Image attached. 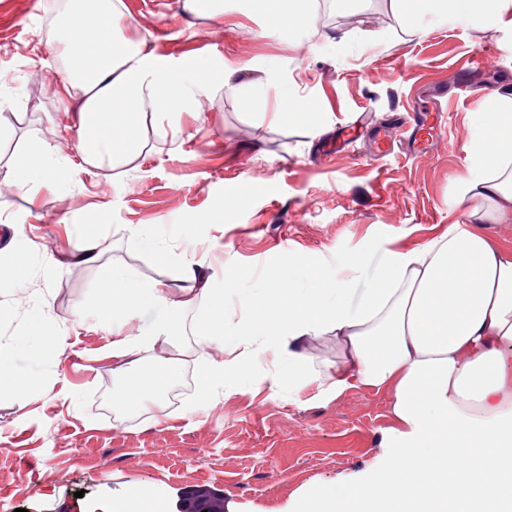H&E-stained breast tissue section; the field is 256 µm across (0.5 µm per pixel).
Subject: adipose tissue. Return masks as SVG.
<instances>
[{
  "mask_svg": "<svg viewBox=\"0 0 512 512\" xmlns=\"http://www.w3.org/2000/svg\"><path fill=\"white\" fill-rule=\"evenodd\" d=\"M412 11L432 3L454 18L497 19L512 0H403ZM56 51L66 63L63 89H78L80 110L63 130L74 135L89 164L131 163L144 146L150 112L188 111L203 80L170 75L131 39L135 22L117 0H69L56 19ZM469 143L470 164L459 182L469 201L466 221L425 243L386 251L370 269L364 292L316 266L315 288L302 291L279 272L263 289L238 295L243 314L224 317V297L237 293V272L225 267L221 287L201 265L179 260L172 283L139 284L106 270L98 325L112 335L117 372L141 362L169 338L177 311L196 305L205 316L198 333L207 347L238 336L239 351L204 366L206 375L249 373L268 349H286L301 364L307 344L325 336L335 363L293 383L321 396L350 388L389 392L400 422L401 451L373 484H340L302 495L301 512H512V249L480 227L512 222V96L491 93ZM509 138H502V131ZM57 183L68 170L54 165L49 145L27 149L12 180ZM199 282V290L178 283ZM164 303L173 311L153 334L131 332L142 309Z\"/></svg>",
  "mask_w": 512,
  "mask_h": 512,
  "instance_id": "adipose-tissue-1",
  "label": "adipose tissue"
}]
</instances>
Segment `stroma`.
<instances>
[{
  "mask_svg": "<svg viewBox=\"0 0 512 512\" xmlns=\"http://www.w3.org/2000/svg\"><path fill=\"white\" fill-rule=\"evenodd\" d=\"M67 0H0V180H11L24 152L49 144L69 181L30 182L0 207V263H20L0 283V344L14 346L34 379L18 397L0 392V512H100L133 484L154 489L161 512H183L205 491L230 512H297L301 492L342 481H378L395 453L388 393L350 388L326 400L315 389L288 392V360L266 353L245 378L204 377L216 350H202V312L179 314L176 335L159 343L158 369L177 402L115 413L112 336L97 329L101 269L132 273L143 285L168 279L170 259L144 249L136 227H157L178 255L203 265L213 285L225 267L245 292L291 266L301 288L315 285L321 261L338 276L393 247H414L465 221L458 184L469 166L470 131L493 92L512 95V8L502 21H449L411 15L397 0H310V22L256 11L250 0H216L195 14L185 0H122L154 57L182 72L195 58L208 87L178 114L177 143L148 133L134 165L86 163L57 124L78 111L79 91L54 78L53 50ZM484 69L468 95L448 97L451 131L423 155L378 154L365 138L330 150L359 114L389 123L428 85L453 88L472 56ZM310 103L324 130L283 111L281 91ZM251 104H244V97ZM22 226L20 249L9 246ZM103 238L100 265L75 261L84 232ZM64 342L49 358L32 354L31 322ZM215 407L185 410L202 389Z\"/></svg>",
  "mask_w": 512,
  "mask_h": 512,
  "instance_id": "obj_1",
  "label": "stroma"
}]
</instances>
